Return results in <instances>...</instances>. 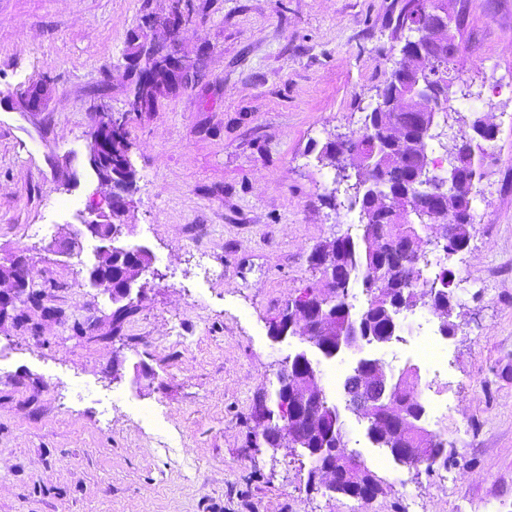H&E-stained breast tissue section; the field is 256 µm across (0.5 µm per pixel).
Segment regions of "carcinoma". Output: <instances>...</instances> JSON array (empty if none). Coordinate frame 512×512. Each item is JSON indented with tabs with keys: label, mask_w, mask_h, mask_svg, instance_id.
Returning a JSON list of instances; mask_svg holds the SVG:
<instances>
[{
	"label": "carcinoma",
	"mask_w": 512,
	"mask_h": 512,
	"mask_svg": "<svg viewBox=\"0 0 512 512\" xmlns=\"http://www.w3.org/2000/svg\"><path fill=\"white\" fill-rule=\"evenodd\" d=\"M170 89L172 84L165 79L153 86H146L141 83L140 73L136 72V69H131L129 73V97L141 101L146 108L150 107V103L155 101L158 95ZM403 116L402 112H395L387 106L381 107L370 119V123L377 128L374 135L371 136L362 129L341 143L330 139L323 145L319 160L330 165L336 152L357 151L363 141L370 137L377 139L379 143L382 142L390 128L399 123ZM477 125L478 121H472L466 125L468 131L462 133V136L470 139L471 146L476 148L473 164L465 175L468 181L467 188L470 190L482 179V169L491 157V154L486 152L484 144L471 133ZM129 151L128 131L123 129L118 139L112 141V157L104 161L105 166L112 168V179L116 186L126 191L133 189L137 176L134 167L124 165V156ZM379 182L381 189L389 196L399 193L406 195V202L412 208L409 223H390L387 215L378 212L374 198L366 194V191L360 188L357 179L352 177L346 181V192L349 193L350 204L359 207L360 224L356 225L353 232L348 230L329 242L319 244L310 255L312 268H318L316 257L322 255L325 263L339 267L344 275V281L337 292L329 291L333 284L325 281L322 286L306 288L301 294V297L307 299L310 304L318 306L321 312L334 316L336 332L330 335L322 334L315 328L313 322L303 327L301 332V335L326 358L336 356L340 342L345 336L344 327L350 324L361 326V335L366 337L370 344L385 345L393 342L397 339V316L420 303L429 305L444 317L445 331L451 332L455 328L451 321L454 299L452 272L445 268L433 277L427 275L431 260L424 249L423 233L430 228V223L416 201L418 190L431 192L435 189V184L430 178L424 177L415 188H408L405 173L385 154L381 158ZM472 229L471 223L448 224V246L444 256L450 257L466 247ZM409 233L414 236L416 254L409 259L397 260L391 254L390 246L401 235ZM150 261L151 255L142 249L120 258H113V285L117 286L124 281L129 267L146 265ZM374 273L396 282L398 290L391 296L377 292L371 287L370 282ZM357 288L361 289L366 298L365 306L360 311L356 310L354 304ZM420 384L419 368L414 366L402 369L399 375L393 378L390 399L399 404L405 418V429L401 434H387L380 427L376 413L357 415L358 419L367 424L368 439L409 471L417 469L420 464L414 452V449L419 447L417 430L425 422V408L416 397V387ZM316 410L321 413L326 429L342 424L338 406L328 399L326 393H321ZM426 445L431 451L443 454L447 465L455 464V451L447 439L432 432L427 434Z\"/></svg>",
	"instance_id": "cac0c4a2"
}]
</instances>
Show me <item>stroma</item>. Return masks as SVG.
<instances>
[{"mask_svg": "<svg viewBox=\"0 0 512 512\" xmlns=\"http://www.w3.org/2000/svg\"><path fill=\"white\" fill-rule=\"evenodd\" d=\"M167 40L200 83L133 114L137 171L120 241L153 274L114 329L109 293L48 253L108 191L89 165L103 113L127 107L128 40L169 0H0V96L42 76L48 108L0 106V257L28 250L53 316L0 325V512H512V0H448L464 24L453 98L500 134L473 190L469 245L448 259L455 331L427 305L442 366L390 344L326 359L269 326L321 276L308 257L358 210L331 197L322 146L358 131L393 66L394 0H193ZM82 334H75L74 326ZM307 352L334 402L360 355L414 365L456 463L407 472L352 413L349 446L387 479L367 504L307 486L309 461L257 448V400Z\"/></svg>", "mask_w": 512, "mask_h": 512, "instance_id": "1", "label": "stroma"}]
</instances>
